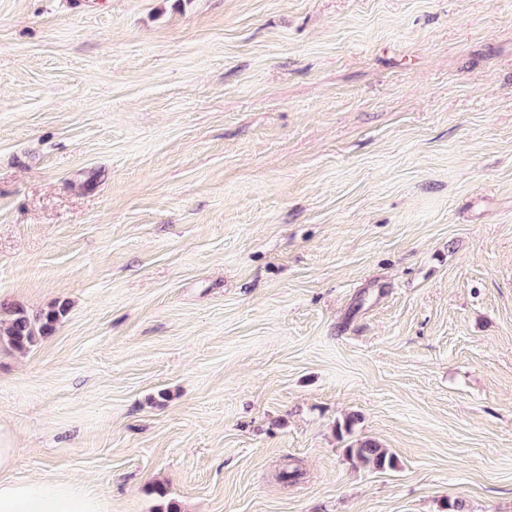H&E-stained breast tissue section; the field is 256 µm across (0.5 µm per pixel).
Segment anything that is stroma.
I'll return each instance as SVG.
<instances>
[{
    "mask_svg": "<svg viewBox=\"0 0 512 512\" xmlns=\"http://www.w3.org/2000/svg\"><path fill=\"white\" fill-rule=\"evenodd\" d=\"M60 305L16 478L512 512V0H0V321ZM346 452L353 462L356 461L366 468H392L396 462L392 454L371 440H357L349 445Z\"/></svg>",
    "mask_w": 512,
    "mask_h": 512,
    "instance_id": "1",
    "label": "stroma"
}]
</instances>
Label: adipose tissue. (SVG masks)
Segmentation results:
<instances>
[{"label":"adipose tissue","instance_id":"ef3b65f1","mask_svg":"<svg viewBox=\"0 0 512 512\" xmlns=\"http://www.w3.org/2000/svg\"><path fill=\"white\" fill-rule=\"evenodd\" d=\"M17 443L0 420V512H110L108 500L93 489L42 478L11 475Z\"/></svg>","mask_w":512,"mask_h":512}]
</instances>
